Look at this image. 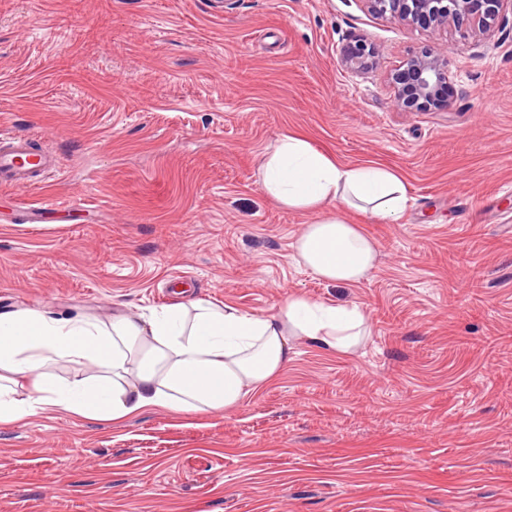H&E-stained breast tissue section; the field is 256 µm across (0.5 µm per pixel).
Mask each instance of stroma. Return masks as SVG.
Returning a JSON list of instances; mask_svg holds the SVG:
<instances>
[{
  "label": "stroma",
  "mask_w": 512,
  "mask_h": 512,
  "mask_svg": "<svg viewBox=\"0 0 512 512\" xmlns=\"http://www.w3.org/2000/svg\"><path fill=\"white\" fill-rule=\"evenodd\" d=\"M358 39L365 72L341 61ZM437 42L450 106L397 109L391 73ZM1 130L59 165L0 186V311L136 313L181 278L258 314L355 302L369 334L300 343L222 416L0 424V512H512L511 11L479 37L363 0H0ZM288 132L406 186L398 223L345 211L379 246L359 284L294 259L311 217L258 176Z\"/></svg>",
  "instance_id": "stroma-1"
}]
</instances>
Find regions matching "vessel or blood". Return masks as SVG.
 Here are the masks:
<instances>
[{
	"instance_id": "vessel-or-blood-1",
	"label": "vessel or blood",
	"mask_w": 512,
	"mask_h": 512,
	"mask_svg": "<svg viewBox=\"0 0 512 512\" xmlns=\"http://www.w3.org/2000/svg\"><path fill=\"white\" fill-rule=\"evenodd\" d=\"M55 167V155L42 139L0 134V186H42Z\"/></svg>"
}]
</instances>
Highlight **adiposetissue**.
<instances>
[{"instance_id":"ef3b65f1","label":"adipose tissue","mask_w":512,"mask_h":512,"mask_svg":"<svg viewBox=\"0 0 512 512\" xmlns=\"http://www.w3.org/2000/svg\"><path fill=\"white\" fill-rule=\"evenodd\" d=\"M260 176L269 198L312 216L294 243L298 264L339 285L361 282L379 255L375 240L339 206L393 224L408 203L394 172L340 165L291 133L279 138ZM366 331L358 304L299 294L285 296L269 315L201 298L108 320L59 317L43 307L0 312V424L47 410L112 422L146 409L220 416L272 382L298 341L345 354ZM61 364L72 377L57 374Z\"/></svg>"}]
</instances>
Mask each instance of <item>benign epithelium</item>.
<instances>
[{"instance_id": "7a95c632", "label": "benign epithelium", "mask_w": 512, "mask_h": 512, "mask_svg": "<svg viewBox=\"0 0 512 512\" xmlns=\"http://www.w3.org/2000/svg\"><path fill=\"white\" fill-rule=\"evenodd\" d=\"M368 10L402 25L440 32L467 25L479 35L489 33L512 0H363ZM373 49L363 39L349 45L342 63L353 71L372 65ZM447 48L434 44L409 57L391 74L394 105L403 110L430 111L448 106Z\"/></svg>"}]
</instances>
